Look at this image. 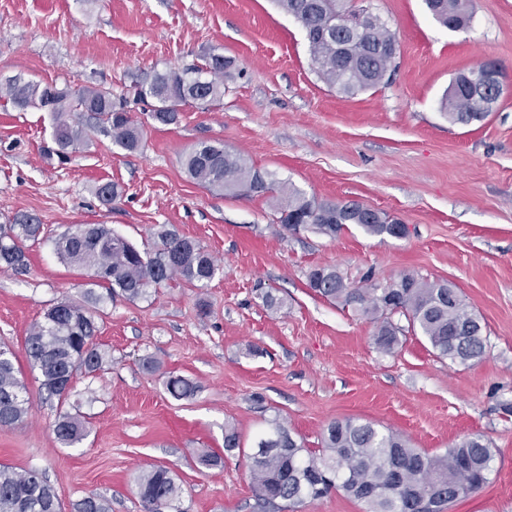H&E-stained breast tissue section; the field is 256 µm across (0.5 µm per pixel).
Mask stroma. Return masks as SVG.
Wrapping results in <instances>:
<instances>
[{"label": "stroma", "instance_id": "obj_1", "mask_svg": "<svg viewBox=\"0 0 512 512\" xmlns=\"http://www.w3.org/2000/svg\"><path fill=\"white\" fill-rule=\"evenodd\" d=\"M355 4L386 23L398 50L387 85L346 96L320 79L301 24L275 0H0V83L20 75L109 89L144 132L140 151L93 135L63 162L45 152L48 113L0 100V225L26 214L44 227L25 244L26 274L0 270V340L32 402L22 422L0 427V463L42 473L63 512L91 493L111 512H144L134 479L156 464L180 485L181 512H255L249 453L274 417L312 450L344 418L397 431L430 455L481 434L494 450L491 481L445 512H512V0H473L457 32L424 0ZM209 53L235 62L221 105L189 104L176 124L154 125L133 86L204 65ZM488 60L506 72L495 111L450 122L443 95ZM202 141L307 196L382 211L409 233L290 234L271 199L190 178L183 158ZM106 183L121 190L109 203L98 196ZM74 224L107 225L141 249L172 227L223 270L204 288L178 280L146 300L113 298L58 258L54 240ZM314 266L359 288L404 273L452 283L486 328L484 358H439L410 331L380 352L371 320L309 287ZM267 292L276 307L264 305ZM65 299L97 316L109 361L77 375L60 406L41 390L24 338ZM170 375L193 394L172 397ZM61 408L89 428L71 447L53 431ZM228 424L242 442L229 456ZM206 452L221 464H200Z\"/></svg>", "mask_w": 512, "mask_h": 512}]
</instances>
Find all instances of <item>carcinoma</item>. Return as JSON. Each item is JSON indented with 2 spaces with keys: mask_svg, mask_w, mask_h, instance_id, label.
<instances>
[{
  "mask_svg": "<svg viewBox=\"0 0 512 512\" xmlns=\"http://www.w3.org/2000/svg\"><path fill=\"white\" fill-rule=\"evenodd\" d=\"M434 19L450 31L467 28L469 0H425ZM305 30L308 51L316 72L329 86L346 95L376 89L387 83L395 59L394 36L384 23L361 33L336 27V16L353 7V0H277ZM233 61L220 54L206 57L202 67L182 72L157 73L138 90L153 100L152 120L161 126L177 122L182 106L210 107L224 98V75ZM461 74L440 102L454 123L483 120L500 96ZM0 98L20 109L29 107L50 114L56 153L68 157L89 134L110 139L126 151L143 147V130L130 113L112 101V91L95 87L73 90L42 85L18 76L0 84ZM199 184L233 194L265 196L279 191L275 218L290 234L313 229L329 237L354 224L374 237H389L399 220L358 202H333L307 197L294 187H275L265 181L253 186L259 171L243 158L217 144L201 143L183 162ZM41 225L25 216L0 227V267L22 274L28 262L23 241L40 234ZM59 257L87 271L99 286L128 300L144 299L161 284L181 279L204 288L217 272L214 256L198 241L164 228L151 248L143 251L102 224H74L55 240ZM309 287L330 302L352 305L376 324L375 344L385 352L399 345L402 328L392 316L400 314L408 329L420 333L441 358L460 364L482 360L487 336L479 317L468 309L458 289L441 281H427L412 273L367 288L345 282L332 267H314L307 274ZM98 325L88 308L70 302L49 308L25 337V351L40 376L47 398L63 404L68 396L59 387L62 374L75 377L93 373L105 354L95 342ZM15 356L0 345V426L22 421L30 399L17 376ZM175 398L192 394L191 384L172 376L165 383ZM54 433L67 446L87 436L83 423L58 412ZM250 456V473L259 512H283L306 499L316 500L342 491L366 505V512H444L445 507L477 492L489 482L493 448L481 434L468 435L445 453L430 456L411 447L393 431L369 422L342 419L331 422L321 438V449L311 451L298 443L278 418L259 433ZM138 495L147 512H171L181 494L168 468L155 465L136 479ZM0 512H62L52 488L36 470L18 473L0 465ZM74 512H110L108 502L91 493L74 504Z\"/></svg>",
  "mask_w": 512,
  "mask_h": 512,
  "instance_id": "1",
  "label": "carcinoma"
}]
</instances>
